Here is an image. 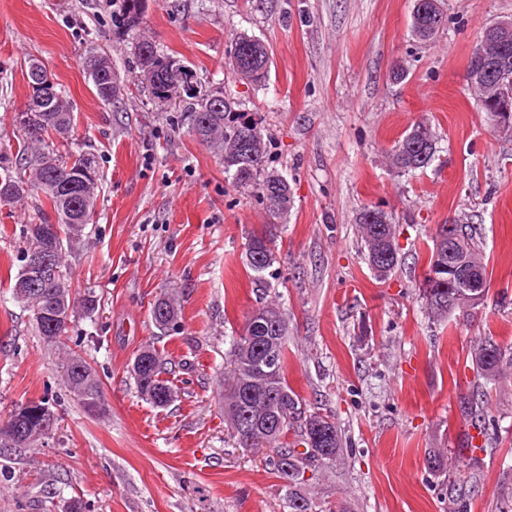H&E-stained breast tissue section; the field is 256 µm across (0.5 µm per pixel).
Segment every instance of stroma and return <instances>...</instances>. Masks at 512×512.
Segmentation results:
<instances>
[{
    "instance_id": "obj_1",
    "label": "stroma",
    "mask_w": 512,
    "mask_h": 512,
    "mask_svg": "<svg viewBox=\"0 0 512 512\" xmlns=\"http://www.w3.org/2000/svg\"><path fill=\"white\" fill-rule=\"evenodd\" d=\"M122 0H0V151L40 59L67 92L71 149L99 171L84 241L67 255L74 287L93 291L64 348L39 336L11 275L23 266L31 202L0 204V418L47 400L51 435L0 456V512H289L272 449L239 448L217 395L230 338L262 300L288 318L287 378L308 411L334 417L342 455L301 488L318 512H512V376L484 387L486 431L462 406L480 338L512 344V131L494 129L468 90L479 34L512 18V0H441L433 39L410 32L414 0H146L139 30L260 122L266 170L283 175L285 221L233 186L224 162L156 109L139 79ZM268 48L265 82L233 71L238 32ZM106 50L123 89L99 100L82 66ZM429 120L436 154L400 172L386 155ZM373 206L398 226L401 265L376 280L355 217ZM463 218L481 239L488 295L470 314L430 319L419 295L431 234ZM274 235L264 285L243 262L252 232ZM173 297L180 318L159 332L150 310ZM153 346L181 361L167 407L143 401L129 369ZM76 352L99 375L107 418L89 416L57 365ZM462 450L431 472L429 449Z\"/></svg>"
}]
</instances>
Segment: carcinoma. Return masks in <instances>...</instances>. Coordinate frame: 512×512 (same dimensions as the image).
Here are the masks:
<instances>
[{"label": "carcinoma", "instance_id": "cac0c4a2", "mask_svg": "<svg viewBox=\"0 0 512 512\" xmlns=\"http://www.w3.org/2000/svg\"><path fill=\"white\" fill-rule=\"evenodd\" d=\"M136 0H123V16L127 29L134 31L141 20V12L135 6ZM239 45L237 75L253 83L266 80L268 50L256 37L243 32L234 38ZM141 77L148 83L152 100L164 110H173L171 121L194 135L196 125L204 128L203 138L199 142L216 151L224 160V173L232 183L257 196L273 217L288 215L292 196L288 181L283 176L264 169L267 155V136L259 133L249 134L252 117L240 112L236 106H223L216 110L208 107V92L199 96L180 98L174 95L177 74L171 68L172 56L164 54L150 41L135 38L132 42ZM83 65L99 99L108 102L120 93L121 85L117 81L112 60L106 51L93 50L83 58ZM54 99L48 108H31L24 111L26 120L18 121L23 131V143L13 156V162L0 165V204H14L27 198L36 202L37 219L43 222L56 219L57 235L64 243V250L57 256L59 267H64L66 252L80 243L86 225L94 214L98 186L83 198H73L67 193L61 175L79 172L95 162L87 155L72 156L63 154L58 145L69 139L73 132V118L69 104L58 84H53ZM471 96L486 116L491 104L487 98L492 96L488 86H469ZM436 136L431 124L421 120L395 143L388 154L391 167L400 171H412L429 165L435 157ZM361 239L367 249L368 264L376 278L382 280L391 274L400 263L396 243V225L383 211L373 207L362 208L356 217ZM459 232L456 243V256L469 268L487 273L486 263L476 239V231L462 222L456 223ZM432 248L426 270L421 282L420 295L425 302L428 315L436 320L448 317L459 310L477 308L470 297L464 294H448V225L440 224L431 236ZM254 246L259 259L247 263L255 274L256 281L263 283L262 274L273 261L272 240L267 231L254 232L248 239ZM22 275H17L13 284V293L24 302L32 312V320L40 336L50 344L61 343L66 327H60L52 334L48 333L38 313L48 302L47 297L39 293H30L20 287ZM151 320L154 326L163 332L173 327L178 320V307L174 300L163 298L152 306ZM266 321L278 325L277 334L278 364L270 378L255 373L252 363L256 356V347L264 343L253 332V324ZM288 319L281 307L274 301H266L256 308L246 321L242 331L232 337L230 345V366L227 372L228 382L225 394L220 402L224 403V418L230 427H235L244 419L245 409L237 400V391L253 392L265 395L270 392L276 396L254 401L251 420L253 425L252 445L272 448L275 451L273 467L280 479L288 486L290 512H315L313 501L296 493V488L304 481V472L326 461H333L342 451V436L336 422L329 415L319 412L301 419L303 400L290 386L286 376L288 363ZM138 356L147 366L132 375L137 392L141 398L156 407H163L158 394L175 396L172 382L167 379L171 374L168 361L155 348L147 346L138 352ZM471 361L478 377L485 383L493 384L512 370V346L505 347L491 337L478 340L470 351ZM63 380L69 391L79 401L85 411L90 413L93 405H100L96 415L107 413L106 399L100 378L90 363L78 354L66 358L61 365ZM47 406L43 401H28L13 407L9 418L19 421L23 428V446H31L47 435L30 407ZM468 415L474 426L485 430V410L481 392L472 393L466 402ZM277 413L281 419V428L274 435L265 431V414ZM322 437L319 453L300 452L297 447L308 445V439L315 434ZM428 468L439 473L450 471L455 457L439 450L428 454Z\"/></svg>", "mask_w": 512, "mask_h": 512}]
</instances>
